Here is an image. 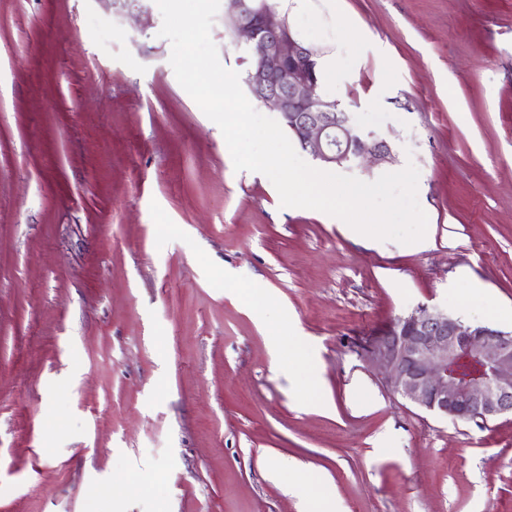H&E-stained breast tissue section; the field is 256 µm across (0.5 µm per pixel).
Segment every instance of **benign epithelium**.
I'll list each match as a JSON object with an SVG mask.
<instances>
[{"mask_svg":"<svg viewBox=\"0 0 512 512\" xmlns=\"http://www.w3.org/2000/svg\"><path fill=\"white\" fill-rule=\"evenodd\" d=\"M226 0L233 34L253 46L248 87L280 113L302 149L325 165L389 159L386 141L359 132L334 102L316 93L314 53L275 10ZM382 384L411 403L454 421L512 417V331L418 308L372 337L364 352Z\"/></svg>","mask_w":512,"mask_h":512,"instance_id":"benign-epithelium-1","label":"benign epithelium"}]
</instances>
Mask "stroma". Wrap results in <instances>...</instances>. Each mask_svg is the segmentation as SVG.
<instances>
[{"label": "stroma", "instance_id": "obj_1", "mask_svg": "<svg viewBox=\"0 0 512 512\" xmlns=\"http://www.w3.org/2000/svg\"><path fill=\"white\" fill-rule=\"evenodd\" d=\"M161 26L155 0H0V512H512V418L426 412L359 347L422 306L512 330V0L291 24L390 148L343 174L417 167L424 250L235 171Z\"/></svg>", "mask_w": 512, "mask_h": 512}]
</instances>
